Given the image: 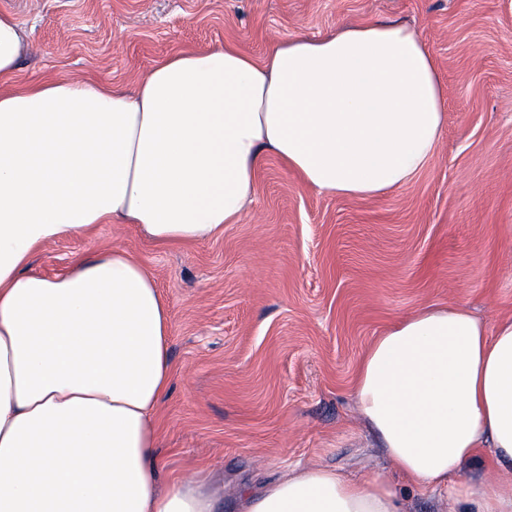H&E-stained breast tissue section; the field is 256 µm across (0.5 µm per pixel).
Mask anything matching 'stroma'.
<instances>
[{
	"mask_svg": "<svg viewBox=\"0 0 512 512\" xmlns=\"http://www.w3.org/2000/svg\"><path fill=\"white\" fill-rule=\"evenodd\" d=\"M31 32L12 78L92 74L130 86L184 48L263 55L377 20L414 27L436 62L444 126L405 187L328 196L267 155L253 210L223 234L159 246L131 224L40 247L45 277L80 255L129 250L169 311L173 375L157 410L164 473L210 472L222 512L246 484L321 464L384 475L409 512H456L384 460L352 383L375 336L428 303L487 325L512 316V0H0Z\"/></svg>",
	"mask_w": 512,
	"mask_h": 512,
	"instance_id": "stroma-1",
	"label": "stroma"
}]
</instances>
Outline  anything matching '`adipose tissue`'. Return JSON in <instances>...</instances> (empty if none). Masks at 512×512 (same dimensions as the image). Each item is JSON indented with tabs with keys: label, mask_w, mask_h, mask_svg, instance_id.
<instances>
[{
	"label": "adipose tissue",
	"mask_w": 512,
	"mask_h": 512,
	"mask_svg": "<svg viewBox=\"0 0 512 512\" xmlns=\"http://www.w3.org/2000/svg\"><path fill=\"white\" fill-rule=\"evenodd\" d=\"M30 37L0 12V512H218L198 469L162 482L155 412L172 378L169 312L127 250L47 278L33 250L96 224L158 243L237 224L273 153L319 192L402 188L443 125L418 33L372 22L173 53L126 89L86 75L10 84ZM353 393L403 478L464 512H512V317L421 306L376 336ZM482 459L483 473L458 482ZM238 512H407L384 478L295 467Z\"/></svg>",
	"instance_id": "adipose-tissue-1"
}]
</instances>
